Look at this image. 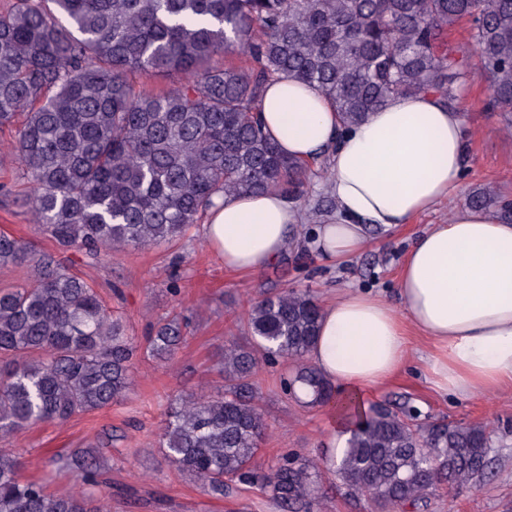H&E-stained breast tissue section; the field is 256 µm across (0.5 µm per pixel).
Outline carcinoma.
Wrapping results in <instances>:
<instances>
[{"label": "carcinoma", "instance_id": "carcinoma-1", "mask_svg": "<svg viewBox=\"0 0 512 512\" xmlns=\"http://www.w3.org/2000/svg\"><path fill=\"white\" fill-rule=\"evenodd\" d=\"M466 23L493 112H512V0H12L0 10V129L14 132L36 222L62 249L93 258L182 237L224 194L278 190L298 198L306 162L280 153L259 112L268 84L317 85L340 120L365 119L394 96L432 92L455 108L472 71L448 46ZM251 67L215 62L230 49ZM185 77L156 93L133 76ZM504 219L512 203L489 193ZM32 268V283L0 291V435L102 410L132 385L137 346L85 280L55 257L0 233V265ZM321 306L287 289L246 312L252 343L224 348V392L176 394L162 439L168 461L211 495L233 482L271 492L283 512H311L323 462L287 455L257 463L266 430L253 378L260 360L293 366L287 395L303 387L324 404L333 386L302 360ZM173 319L148 340L169 360L183 339ZM353 424L332 472L371 512L425 509L444 489L483 481L493 469V430L481 423L422 421L408 402L365 414L340 405ZM69 467L81 491L58 495L0 453V512H103L102 466L78 450Z\"/></svg>", "mask_w": 512, "mask_h": 512}]
</instances>
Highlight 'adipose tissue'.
<instances>
[{"label":"adipose tissue","instance_id":"ef3b65f1","mask_svg":"<svg viewBox=\"0 0 512 512\" xmlns=\"http://www.w3.org/2000/svg\"><path fill=\"white\" fill-rule=\"evenodd\" d=\"M262 117L284 155L329 154L326 185L336 217L318 225L313 244L336 263L366 248V226L388 231L409 223L461 185V114L433 94L392 98L346 127L317 87L284 78L267 86ZM300 221L279 192L227 195L215 198L204 234L226 267L248 272L274 262ZM397 293L394 304L349 288L322 307L308 356L360 411L408 361L411 327L429 340L437 391L475 397L512 386V223L498 211L459 207L447 223L431 225L405 253Z\"/></svg>","mask_w":512,"mask_h":512}]
</instances>
